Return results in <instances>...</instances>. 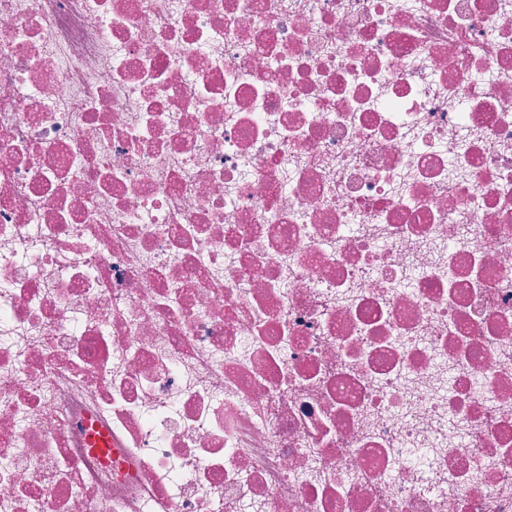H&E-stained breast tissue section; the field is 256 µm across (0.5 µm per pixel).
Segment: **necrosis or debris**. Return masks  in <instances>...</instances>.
Returning <instances> with one entry per match:
<instances>
[{"instance_id": "4bbe7bcc", "label": "necrosis or debris", "mask_w": 512, "mask_h": 512, "mask_svg": "<svg viewBox=\"0 0 512 512\" xmlns=\"http://www.w3.org/2000/svg\"><path fill=\"white\" fill-rule=\"evenodd\" d=\"M0 512H512V0H0Z\"/></svg>"}]
</instances>
